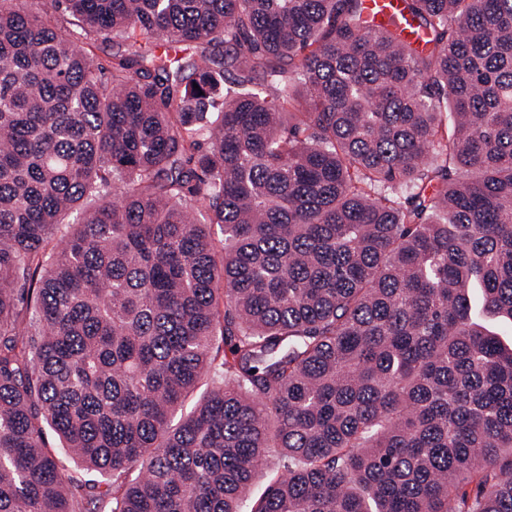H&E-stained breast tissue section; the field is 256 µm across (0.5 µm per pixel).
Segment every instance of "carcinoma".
Masks as SVG:
<instances>
[{
	"instance_id": "carcinoma-1",
	"label": "carcinoma",
	"mask_w": 512,
	"mask_h": 512,
	"mask_svg": "<svg viewBox=\"0 0 512 512\" xmlns=\"http://www.w3.org/2000/svg\"><path fill=\"white\" fill-rule=\"evenodd\" d=\"M405 12L0 0V512H512V0ZM122 49L121 45L112 41H98L89 46L85 45V51L94 65H107L112 55Z\"/></svg>"
}]
</instances>
